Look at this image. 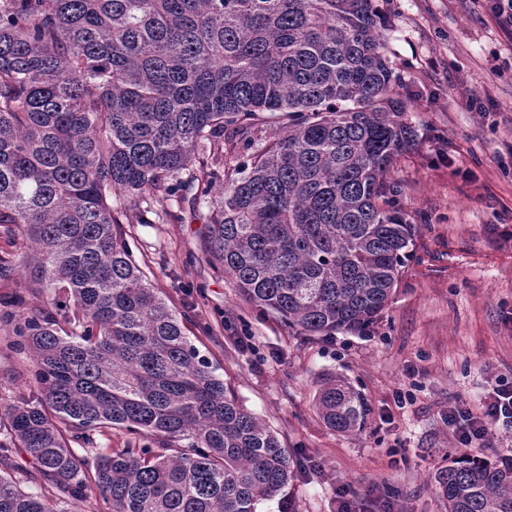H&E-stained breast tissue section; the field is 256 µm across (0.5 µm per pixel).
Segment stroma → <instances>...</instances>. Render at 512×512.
Masks as SVG:
<instances>
[{
  "mask_svg": "<svg viewBox=\"0 0 512 512\" xmlns=\"http://www.w3.org/2000/svg\"><path fill=\"white\" fill-rule=\"evenodd\" d=\"M414 140L391 173L417 227L386 310L367 331L298 335L241 295L200 242L211 200L195 170L159 223L125 225L154 288L186 317L201 353L249 412L299 463L285 497L260 512H334L346 488L356 512H444L429 484L448 458L512 457V428L491 426L464 448L448 405L479 412L512 382V38L472 0H379ZM0 319V414L27 397L28 349ZM350 382L369 406L364 429L332 431L315 407L317 381Z\"/></svg>",
  "mask_w": 512,
  "mask_h": 512,
  "instance_id": "1",
  "label": "stroma"
}]
</instances>
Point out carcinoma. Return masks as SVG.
<instances>
[{"label": "carcinoma", "instance_id": "obj_1", "mask_svg": "<svg viewBox=\"0 0 512 512\" xmlns=\"http://www.w3.org/2000/svg\"><path fill=\"white\" fill-rule=\"evenodd\" d=\"M377 0H0V282L26 271L51 303L13 315L32 397L0 415V464L32 460L50 497L0 473V512H257L297 469L153 288L122 228L159 215L178 175L206 186L203 251L242 295L302 336L377 322L409 257L388 173L411 130ZM282 134L257 150L226 133ZM123 202L112 204V194ZM315 405L353 434L368 406L347 381ZM128 436L99 451L94 437ZM188 441L183 446L181 442ZM429 482L446 512H512V465L453 457Z\"/></svg>", "mask_w": 512, "mask_h": 512}]
</instances>
